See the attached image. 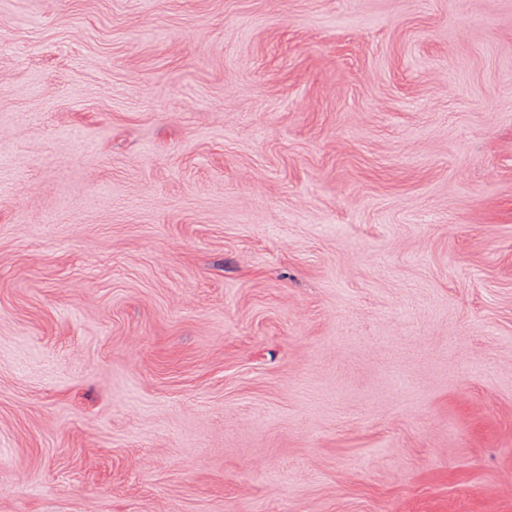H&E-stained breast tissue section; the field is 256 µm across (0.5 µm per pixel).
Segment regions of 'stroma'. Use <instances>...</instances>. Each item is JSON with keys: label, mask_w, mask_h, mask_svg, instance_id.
<instances>
[{"label": "stroma", "mask_w": 512, "mask_h": 512, "mask_svg": "<svg viewBox=\"0 0 512 512\" xmlns=\"http://www.w3.org/2000/svg\"><path fill=\"white\" fill-rule=\"evenodd\" d=\"M0 512H512V0H0Z\"/></svg>", "instance_id": "obj_1"}]
</instances>
